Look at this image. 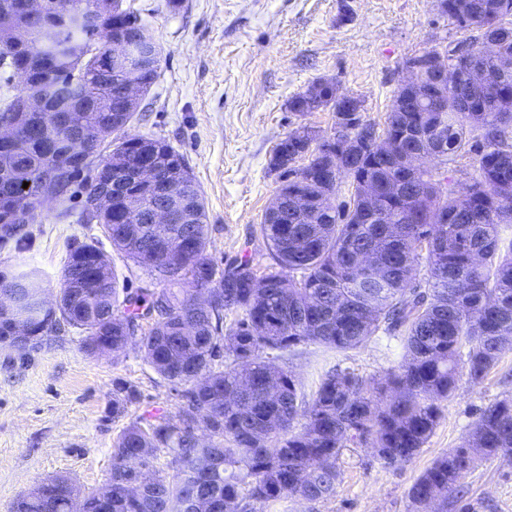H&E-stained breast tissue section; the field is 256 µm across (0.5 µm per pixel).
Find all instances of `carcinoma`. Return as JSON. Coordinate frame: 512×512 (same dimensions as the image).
I'll list each match as a JSON object with an SVG mask.
<instances>
[{
	"mask_svg": "<svg viewBox=\"0 0 512 512\" xmlns=\"http://www.w3.org/2000/svg\"><path fill=\"white\" fill-rule=\"evenodd\" d=\"M443 2L445 17L475 30L443 46L455 70L446 79L448 109H421L418 95L401 91L381 129L357 112L337 143H312L306 127L290 132L269 163L284 207L263 215L272 263L259 271L247 258L219 270L208 257L205 199L183 154L162 139L122 135L142 118L123 89L137 79L150 90L162 54L154 44L138 76L120 63L146 39L137 12L112 0L101 28L90 30L79 18L97 0H44L39 12L29 0H0V69L23 72L20 90L47 100L45 111L25 114L15 111V96L0 97V119L15 123L13 139L0 142V202L17 204L14 212L0 210V241L23 240L9 226L35 223L45 197L56 198L63 218L74 191L86 208L105 193L112 204L96 217L112 247L170 284L194 286L121 293L112 258L90 244L70 251L51 313L34 311L39 271L0 279V294L16 296L32 335L74 327L90 354L133 342L159 376L182 386L183 400L174 413L143 416L120 431L109 497L95 490L74 503L64 495L71 479L58 475L21 495L14 512H263L287 495L327 499L336 493L343 448L364 442L388 465L410 462L460 373L479 383L512 349V238L503 236L512 228V105L504 103L512 79H501L496 58L487 56L483 81L470 84L461 79L466 62L451 56L456 45L474 51L490 37L499 54L512 57V0ZM311 86L316 98L296 93L290 111L349 113L335 81ZM377 135L399 139L394 160L369 144L360 151L348 145ZM432 139L448 144V162H471L468 181L433 179L425 156L410 166V153L427 152ZM152 150L174 161V189L138 179ZM364 181L381 198L375 213L364 208ZM344 182L348 199L324 206L322 197ZM129 194L139 201L133 212ZM174 196L184 204L171 209ZM161 207L169 208L163 240L152 224ZM201 289L210 296L205 307L194 301ZM141 320L150 328L138 337ZM380 332L402 344L393 371L366 379L338 364L305 394L289 365L298 347L344 354ZM135 396L130 386L116 387L112 415L121 416ZM500 452L512 455V397L486 407L462 444L416 479L411 512H424L428 501L441 512L450 497L459 512H476L464 478ZM162 454L170 474L157 467ZM138 473L145 483L134 495L128 486Z\"/></svg>",
	"mask_w": 512,
	"mask_h": 512,
	"instance_id": "1",
	"label": "carcinoma"
}]
</instances>
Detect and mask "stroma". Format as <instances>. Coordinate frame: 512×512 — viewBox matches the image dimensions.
Returning <instances> with one entry per match:
<instances>
[{
    "instance_id": "obj_1",
    "label": "stroma",
    "mask_w": 512,
    "mask_h": 512,
    "mask_svg": "<svg viewBox=\"0 0 512 512\" xmlns=\"http://www.w3.org/2000/svg\"><path fill=\"white\" fill-rule=\"evenodd\" d=\"M146 33L162 48L159 77L141 102L143 120L127 132L169 142L188 161L204 194L208 254L216 266L249 258L256 269L271 262L259 225L279 181L268 165L288 133L310 127L325 136L336 129L329 111L292 112L289 98L316 80H337L344 93L364 99V120L383 122L402 78L406 56L437 41L464 34L438 15L436 0H130ZM72 215L44 204L26 241L0 246V268L40 271L56 294L69 251L96 244L112 256L114 271L129 290L164 282L112 250L99 224L81 222L83 201ZM79 330L64 326L45 336L29 355L0 345V512H14L20 494L55 475L82 490L106 485L112 446L139 416L176 411L178 387L161 379L136 345L90 355ZM399 348L370 341L337 358L314 345L292 357L293 371L313 386L333 365L367 378H382L397 364ZM134 386L136 399L121 417L112 415V389ZM512 396V350L478 384L460 377L441 404L442 415L421 452L410 462L387 466L368 445L345 448L341 476L328 500L286 496L271 512H410L408 492L439 456L458 447L481 410ZM465 483L477 512H512V456L481 462Z\"/></svg>"
}]
</instances>
